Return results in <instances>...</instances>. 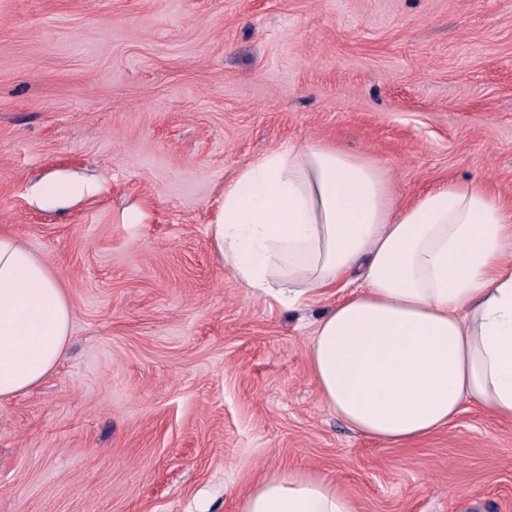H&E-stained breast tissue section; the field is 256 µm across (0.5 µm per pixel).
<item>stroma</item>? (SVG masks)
I'll return each instance as SVG.
<instances>
[{
  "mask_svg": "<svg viewBox=\"0 0 512 512\" xmlns=\"http://www.w3.org/2000/svg\"><path fill=\"white\" fill-rule=\"evenodd\" d=\"M314 140L402 198L512 206V0H0V228L73 308L55 370L0 403V512H238L288 468L362 512H512V422L353 432L306 356L329 300L283 311L217 256L225 185Z\"/></svg>",
  "mask_w": 512,
  "mask_h": 512,
  "instance_id": "35a3bbf8",
  "label": "stroma"
}]
</instances>
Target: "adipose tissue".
Instances as JSON below:
<instances>
[{"instance_id":"ef3b65f1","label":"adipose tissue","mask_w":512,"mask_h":512,"mask_svg":"<svg viewBox=\"0 0 512 512\" xmlns=\"http://www.w3.org/2000/svg\"><path fill=\"white\" fill-rule=\"evenodd\" d=\"M211 243L242 287L294 311L334 297L307 356L326 408L388 445L473 407L512 421V211L448 181L399 203L376 161L319 142L271 151L225 186ZM73 309L47 263L0 232V403L65 352ZM239 512H359L336 482L273 471Z\"/></svg>"}]
</instances>
